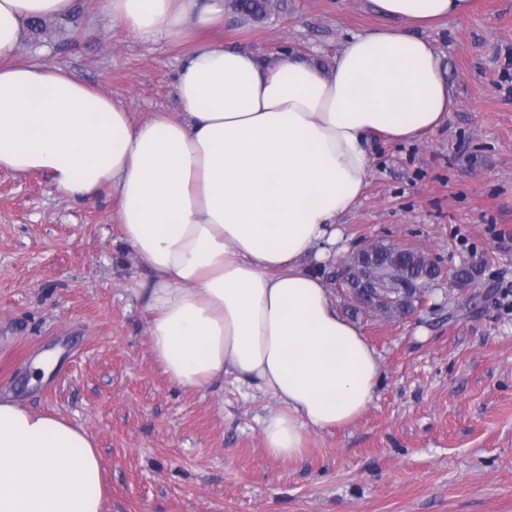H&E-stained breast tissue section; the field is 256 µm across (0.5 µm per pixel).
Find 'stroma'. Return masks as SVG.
Segmentation results:
<instances>
[{
  "label": "stroma",
  "mask_w": 512,
  "mask_h": 512,
  "mask_svg": "<svg viewBox=\"0 0 512 512\" xmlns=\"http://www.w3.org/2000/svg\"><path fill=\"white\" fill-rule=\"evenodd\" d=\"M259 26L152 42L113 26L100 0H73L16 58L60 66L133 120L179 116L176 78L195 43L302 53L333 64L355 34L388 26L367 0H292ZM455 101L421 141L370 144L372 171L339 220L347 244L425 246L473 284L440 280L407 320L358 325L381 380L353 424L311 432L298 459L270 456L279 405L225 377L174 386L148 343L150 270L120 238L109 192L85 201L39 174L0 171V399L66 418L94 440L106 512H512V0L420 29ZM45 351L46 381L29 367Z\"/></svg>",
  "instance_id": "obj_1"
}]
</instances>
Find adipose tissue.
<instances>
[{
    "mask_svg": "<svg viewBox=\"0 0 512 512\" xmlns=\"http://www.w3.org/2000/svg\"><path fill=\"white\" fill-rule=\"evenodd\" d=\"M370 2L394 26L347 39L328 68L198 43L178 75L181 117L137 122L62 68L15 62L24 23L67 14L72 0H0V171L116 198L122 237L153 275L154 359L183 389L230 374L275 398L263 442L283 459L374 398L375 349L302 263L340 252L336 224L368 184L371 140L424 139L453 109L433 45L406 24L472 11V0ZM102 7L152 41L224 18V0ZM0 512H105L87 433L0 400Z\"/></svg>",
    "mask_w": 512,
    "mask_h": 512,
    "instance_id": "ef3b65f1",
    "label": "adipose tissue"
}]
</instances>
